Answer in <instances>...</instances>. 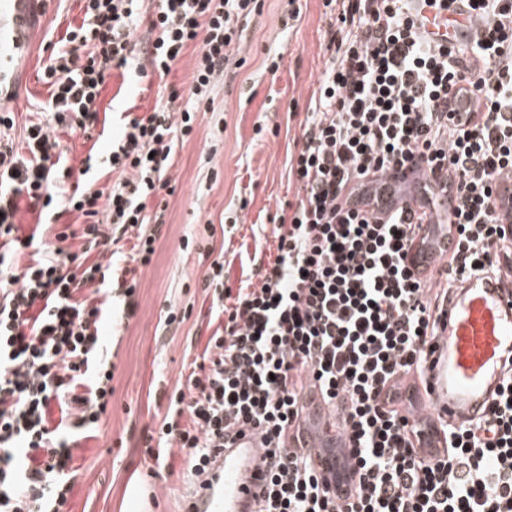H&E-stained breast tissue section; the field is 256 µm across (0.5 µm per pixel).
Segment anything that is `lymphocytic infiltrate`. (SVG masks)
Instances as JSON below:
<instances>
[{
    "instance_id": "f902f5d3",
    "label": "lymphocytic infiltrate",
    "mask_w": 512,
    "mask_h": 512,
    "mask_svg": "<svg viewBox=\"0 0 512 512\" xmlns=\"http://www.w3.org/2000/svg\"><path fill=\"white\" fill-rule=\"evenodd\" d=\"M262 0H82L43 70L47 121L21 140L0 111V512H65L73 449L112 402V366L100 361L101 324L114 298L138 310L137 268L150 264L163 224L147 202L171 191L177 142L202 112ZM326 68L288 154L297 200L274 226V253H255L239 288L224 264L205 285L221 322L185 388L172 393L149 455L165 468L171 447L192 478L239 429L260 431L271 473L261 512H512V361L483 415L440 423L445 451L425 455L407 415V379L423 374L437 338L435 299L459 279L512 265L498 179L512 175V0H323ZM470 30L463 43L434 37L445 12ZM146 37H139V30ZM195 47L192 81L152 112L125 113L102 163L110 193L66 166L55 127L90 133L113 70L167 75ZM471 108L450 111L452 101ZM429 182L447 176L458 247L433 286L413 263L422 217L394 206L378 175L407 166ZM73 188H66V180ZM40 222L21 234L19 200ZM80 217L47 241L54 209ZM80 237V252L66 246ZM128 265L90 261L122 253ZM32 249L31 262L15 257ZM336 413L358 470L351 494L333 490L306 449L287 437L307 393ZM59 422H52V409Z\"/></svg>"
}]
</instances>
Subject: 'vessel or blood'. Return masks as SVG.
Returning <instances> with one entry per match:
<instances>
[{"mask_svg":"<svg viewBox=\"0 0 512 512\" xmlns=\"http://www.w3.org/2000/svg\"><path fill=\"white\" fill-rule=\"evenodd\" d=\"M30 2L0 0V100L10 93L13 55L26 49L22 27ZM423 183V177L412 172L399 180V203L418 207ZM449 208L448 197L439 198L416 240L417 262L434 281L455 250V231L446 220ZM438 326L436 352L426 366L410 415L427 448L440 445L435 431L438 419L459 424L477 418L490 390L499 383L501 366L512 352V269L502 268L497 284L466 282L450 298ZM297 435L309 450L314 469L339 490L351 491L357 472L348 442L320 400L305 409ZM263 455L261 439L251 430L234 447L217 451L209 470L186 494L183 512H258L268 482Z\"/></svg>","mask_w":512,"mask_h":512,"instance_id":"1","label":"vessel or blood"}]
</instances>
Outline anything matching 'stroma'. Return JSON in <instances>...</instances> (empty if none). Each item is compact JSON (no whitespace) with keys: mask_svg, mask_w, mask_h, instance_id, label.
<instances>
[{"mask_svg":"<svg viewBox=\"0 0 512 512\" xmlns=\"http://www.w3.org/2000/svg\"><path fill=\"white\" fill-rule=\"evenodd\" d=\"M302 16L294 29L282 24L287 0H263L235 52L242 59L214 89L216 113L198 115L190 137L175 148L170 174L175 189L164 200L150 199L149 210L165 203L161 236L151 264L138 274V312L122 320L121 306L103 327L104 352L114 366L112 404L94 436L80 439L73 451L77 471L67 512H181V493L190 474L179 449H171L168 467L154 476L155 464L142 439L144 428L158 426L167 398L184 383L189 365L205 350L212 296L204 288L215 259H223L225 280L238 288L242 268L256 247L274 244L273 218L295 200L288 180V149L300 134L309 98L325 67L323 0H301ZM79 0H34L28 19L30 47L13 60V98L6 108L17 126L32 117L34 105L49 91L37 75L68 25L80 24ZM195 48H187L168 76L128 83L113 71L99 108L106 111L103 136L61 134V147L73 169L90 149L106 151L120 131V110L152 111L166 88L188 87ZM279 62L267 68L268 57ZM236 227H226L229 212ZM191 247H184V239ZM182 322L164 324L168 309Z\"/></svg>","mask_w":512,"mask_h":512,"instance_id":"1","label":"stroma"}]
</instances>
